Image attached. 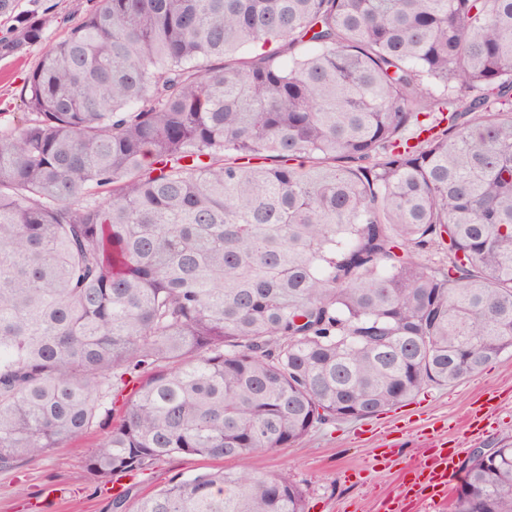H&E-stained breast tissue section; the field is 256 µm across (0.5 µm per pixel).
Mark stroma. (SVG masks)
I'll list each match as a JSON object with an SVG mask.
<instances>
[{
	"mask_svg": "<svg viewBox=\"0 0 512 512\" xmlns=\"http://www.w3.org/2000/svg\"><path fill=\"white\" fill-rule=\"evenodd\" d=\"M41 55L37 46L23 58L0 62V119L23 112L20 91ZM489 398L495 403L490 411L484 408ZM120 414V403L105 401L84 434L0 471V512H112V489L88 471L87 462ZM435 438L459 448L462 463L476 449L512 442V351L456 384L425 387L381 413L257 452L247 466L258 473H290L306 493L309 512H384L404 472L423 460ZM381 448L390 455L377 468L373 458ZM235 466L232 460L177 455L137 476L138 492L147 495L175 479Z\"/></svg>",
	"mask_w": 512,
	"mask_h": 512,
	"instance_id": "35a3bbf8",
	"label": "stroma"
}]
</instances>
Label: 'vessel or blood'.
I'll return each mask as SVG.
<instances>
[{"label":"vessel or blood","mask_w":512,"mask_h":512,"mask_svg":"<svg viewBox=\"0 0 512 512\" xmlns=\"http://www.w3.org/2000/svg\"><path fill=\"white\" fill-rule=\"evenodd\" d=\"M456 449L439 446L416 467L410 468L401 491L389 500V512H408L416 500H446L456 473Z\"/></svg>","instance_id":"1"}]
</instances>
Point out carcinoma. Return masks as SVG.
<instances>
[{
    "label": "carcinoma",
    "mask_w": 512,
    "mask_h": 512,
    "mask_svg": "<svg viewBox=\"0 0 512 512\" xmlns=\"http://www.w3.org/2000/svg\"><path fill=\"white\" fill-rule=\"evenodd\" d=\"M90 2L48 43L53 6L0 0V60L44 46L0 124V471L131 382L100 479L245 461L512 350V0ZM463 487L454 512H512V444ZM136 512L307 501L222 470Z\"/></svg>",
    "instance_id": "obj_1"
}]
</instances>
